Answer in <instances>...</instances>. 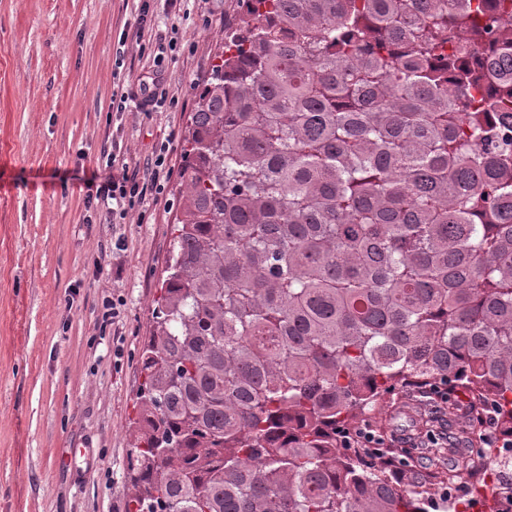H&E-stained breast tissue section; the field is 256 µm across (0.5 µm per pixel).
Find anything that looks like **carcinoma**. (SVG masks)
I'll list each match as a JSON object with an SVG mask.
<instances>
[{
    "mask_svg": "<svg viewBox=\"0 0 512 512\" xmlns=\"http://www.w3.org/2000/svg\"><path fill=\"white\" fill-rule=\"evenodd\" d=\"M495 2L244 0L185 139L129 512L512 496V458L489 484L477 464L487 422L512 440V57L477 49ZM414 391L419 430L468 418L422 473L386 434L358 447L359 415Z\"/></svg>",
    "mask_w": 512,
    "mask_h": 512,
    "instance_id": "carcinoma-1",
    "label": "carcinoma"
}]
</instances>
